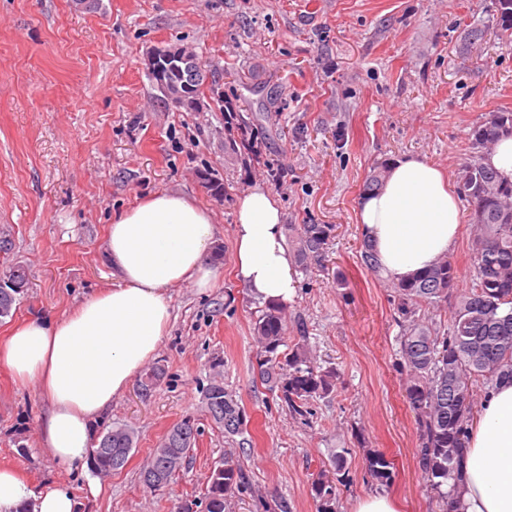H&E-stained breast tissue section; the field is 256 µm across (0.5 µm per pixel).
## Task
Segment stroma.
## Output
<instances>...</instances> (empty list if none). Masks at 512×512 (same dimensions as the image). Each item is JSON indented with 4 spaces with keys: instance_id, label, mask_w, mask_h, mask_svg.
I'll list each match as a JSON object with an SVG mask.
<instances>
[{
    "instance_id": "35a3bbf8",
    "label": "stroma",
    "mask_w": 512,
    "mask_h": 512,
    "mask_svg": "<svg viewBox=\"0 0 512 512\" xmlns=\"http://www.w3.org/2000/svg\"><path fill=\"white\" fill-rule=\"evenodd\" d=\"M497 0H0V272L29 278L0 340L28 317L59 316L113 283L105 254L116 213L172 190L210 211L215 285L172 291V319L150 391L132 383L96 424L135 433L127 464L90 496L80 468L44 450L48 405L0 365V464L34 488L68 481L82 512H177L202 496L210 467L238 460L248 484L231 512H315L311 476L345 452L348 484L339 512L370 495L398 512H439L414 456L417 429L400 374L401 327L392 282L361 260L357 206L373 169L420 156L458 179L468 134L490 112H512V31L496 28ZM486 28L463 47V32ZM181 45L218 73L204 84L202 110L168 104L145 57ZM234 116H226L225 105ZM245 125L270 162L272 178L225 134ZM223 185L222 197L207 182ZM266 187L283 210L286 242L298 227L333 231L318 261L296 265L286 308L288 343L305 342L336 387L296 419L257 376L253 324L264 304L235 279V202ZM221 380L246 414L252 447L228 440L204 411V390ZM199 436L185 468L161 491L145 486L149 454L176 423ZM391 462L380 484L368 452Z\"/></svg>"
}]
</instances>
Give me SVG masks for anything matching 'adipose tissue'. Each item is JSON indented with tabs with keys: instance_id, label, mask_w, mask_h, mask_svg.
<instances>
[{
	"instance_id": "ef3b65f1",
	"label": "adipose tissue",
	"mask_w": 512,
	"mask_h": 512,
	"mask_svg": "<svg viewBox=\"0 0 512 512\" xmlns=\"http://www.w3.org/2000/svg\"><path fill=\"white\" fill-rule=\"evenodd\" d=\"M358 221L383 275L411 279L454 248L462 224L446 173L422 157L390 163L381 188L364 195ZM211 213L179 192L162 191L114 216L106 253L116 284L60 317L36 316L0 344V364L48 403L40 427L45 450L61 465L84 463L93 427L155 357L172 316L171 291L212 286ZM234 265L239 282L263 302L288 305L294 260L283 213L254 186L236 203ZM68 483L36 489L0 465V512H79ZM455 512H512V383L490 387L470 432Z\"/></svg>"
}]
</instances>
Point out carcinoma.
Listing matches in <instances>:
<instances>
[{"mask_svg":"<svg viewBox=\"0 0 512 512\" xmlns=\"http://www.w3.org/2000/svg\"><path fill=\"white\" fill-rule=\"evenodd\" d=\"M497 25L512 29V0H497ZM210 70L191 61L171 72L170 93L181 83L198 93ZM512 134V112H490L468 137L469 161L460 176V191L471 206L476 226L472 242L471 287L457 291L458 267L448 257L418 277L394 284L396 311L402 327L399 366L407 377L406 398L414 413L418 439L415 457L428 486L440 499L442 512H451L454 484L462 475L468 435L478 414V389L512 381V183L502 182L483 164V153L497 138ZM330 237L326 224L300 226L302 261L317 260ZM23 289L0 290V318L11 315ZM449 314L447 328L424 321L426 309ZM257 374L261 384L279 394L288 411L310 414L309 404L330 394L334 372L317 366L304 344H287L284 309L268 305L254 322ZM205 411L228 437H244L245 414L219 380L205 389ZM198 428L189 420L175 424L143 468L148 471L169 451L179 463L156 482L142 475L154 490L167 487L181 471L196 442ZM134 433L112 427V438L101 437L91 449L95 473L108 476L123 468L133 449ZM122 464H117V460ZM370 475L382 483L391 479V462L381 453L367 459ZM348 470L345 453L333 455L330 469L319 471L310 483L317 512H337L340 486ZM242 467L230 457L215 462L199 503L201 512H226L246 486Z\"/></svg>","mask_w":512,"mask_h":512,"instance_id":"obj_1","label":"carcinoma"}]
</instances>
